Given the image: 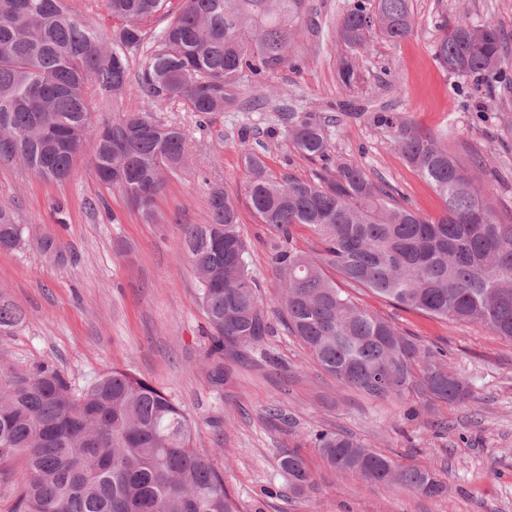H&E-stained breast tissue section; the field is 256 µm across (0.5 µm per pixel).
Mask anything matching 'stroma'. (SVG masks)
<instances>
[{"label": "stroma", "instance_id": "35a3bbf8", "mask_svg": "<svg viewBox=\"0 0 512 512\" xmlns=\"http://www.w3.org/2000/svg\"><path fill=\"white\" fill-rule=\"evenodd\" d=\"M351 4L311 0L293 47L299 66L245 81L236 104L211 119L170 101L152 104L156 120L185 133L188 153L187 174L164 183L155 223H146L120 190L96 180L89 154L76 158L68 179L54 183L20 164L0 163V205L30 229L20 248L0 251V296L23 316L0 359L24 369L55 363L78 391L115 367L145 378L190 416L197 448L251 512H512V341L480 324H450L355 289L362 306L444 351L449 369L473 390L469 402L422 406L410 418L406 404L337 386L277 319V242L247 204L240 130L250 128V146L270 175L313 178L322 165L293 148L281 118L285 108L327 120L336 155L434 216L440 197L373 121L380 111L403 113L444 137L462 163L476 154L491 158L494 203L512 220V135L505 128L512 85L488 90L444 71L435 58L439 25L464 16L499 28L506 43L502 66L512 74V0H409L411 36L390 42L374 34L355 53L338 38ZM348 57L360 75L350 88L338 74ZM479 105L488 114L482 123L473 120ZM214 187L237 205L250 272L271 322L246 360L230 362L220 387L212 381L217 360L208 354L211 329L198 302L199 278L182 246L185 225L209 222ZM321 427L352 434L399 463L442 469L447 495L427 498L331 469L311 440ZM281 448L304 457L313 481L304 494H292L283 482ZM270 485L276 497L263 495Z\"/></svg>", "mask_w": 512, "mask_h": 512}]
</instances>
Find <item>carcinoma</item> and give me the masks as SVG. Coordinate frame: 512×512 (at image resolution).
<instances>
[{
    "instance_id": "cac0c4a2",
    "label": "carcinoma",
    "mask_w": 512,
    "mask_h": 512,
    "mask_svg": "<svg viewBox=\"0 0 512 512\" xmlns=\"http://www.w3.org/2000/svg\"><path fill=\"white\" fill-rule=\"evenodd\" d=\"M106 7L115 21L109 41L68 0H0V162L63 181L88 151L96 180L153 221L165 178L186 172L187 155L182 130L154 120L150 103L172 100L203 118L234 105L242 81L292 61L307 0H106ZM159 14L168 22L148 42L144 25ZM412 28L408 0H353L339 36L363 50L374 29L398 42ZM441 28L442 68L499 82L504 42L494 25L459 18ZM139 55L147 102L94 127L90 99L118 109L129 62ZM373 120L438 193V216L402 204L359 165L332 159L324 125L309 113H288V134L299 154L327 163L313 179L273 178L241 137L255 218L278 240L291 241L301 225L319 244L312 253L283 244L274 251L281 322L340 387L380 400L464 403L473 398L469 383L448 370L442 350L361 307L350 290L366 288L450 324L479 323L512 341V222L490 203L495 185L481 178L488 160L466 168L398 112ZM209 206V223L185 225L183 248L215 333L212 353L238 361L271 325L248 271L235 202L214 188ZM28 237L29 227L0 205V250ZM21 323L17 306L0 297V336ZM195 438L189 415L167 393L126 370L114 368L76 393L52 363L19 369L0 360V462L20 456L26 471L16 512H242ZM314 441L331 468L368 483L430 498L448 491L437 471L399 464L350 434L323 428ZM279 469L293 492L311 487L298 452L279 453Z\"/></svg>"
}]
</instances>
